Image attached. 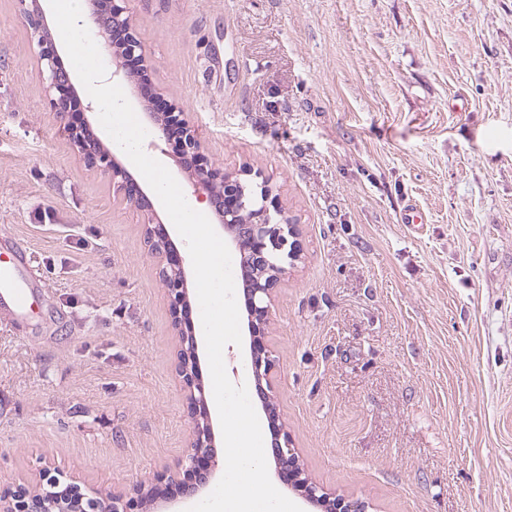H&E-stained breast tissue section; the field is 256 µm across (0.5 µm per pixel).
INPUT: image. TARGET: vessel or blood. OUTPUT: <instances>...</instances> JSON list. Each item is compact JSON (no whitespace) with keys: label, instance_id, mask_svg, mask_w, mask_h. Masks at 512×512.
Returning a JSON list of instances; mask_svg holds the SVG:
<instances>
[{"label":"vessel or blood","instance_id":"obj_1","mask_svg":"<svg viewBox=\"0 0 512 512\" xmlns=\"http://www.w3.org/2000/svg\"><path fill=\"white\" fill-rule=\"evenodd\" d=\"M31 261L29 248L22 244L0 259V317L14 322L30 318L41 297V289L29 272Z\"/></svg>","mask_w":512,"mask_h":512}]
</instances>
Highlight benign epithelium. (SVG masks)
<instances>
[{"label":"benign epithelium","mask_w":512,"mask_h":512,"mask_svg":"<svg viewBox=\"0 0 512 512\" xmlns=\"http://www.w3.org/2000/svg\"><path fill=\"white\" fill-rule=\"evenodd\" d=\"M45 0H19L21 11L29 29L37 38L39 61L45 74L46 89L57 120L67 129L69 139L78 154L91 167L99 170L112 182L119 202L127 208L145 213V242L159 265V276L166 286L169 310L177 331L176 373L187 401L191 427L186 448L170 471V481L182 486L193 478L196 484L188 488L194 494L204 488L210 475H197L198 462L214 457L215 436L211 421L208 395L199 355L200 337L186 316L190 307L188 276L181 254H173V243L166 225L154 222L152 204L132 189L129 171L118 161L109 159L103 141L98 136L74 128L68 120L66 95L72 85L71 76L59 71L54 39L49 31ZM126 0H92V9L84 24L96 41L100 54L111 52L113 45L108 33L124 30L126 37L119 45L120 55L115 57V69L110 78H129L121 64L124 56L142 52L134 30L132 16L122 6ZM156 133L166 139L171 125L181 128L179 145L185 158H198L201 143L183 109L177 105L157 120L149 114ZM195 186L209 203L219 209L221 227L229 235V242L239 254L241 272L246 280V311L250 336V360L247 364L256 394L268 423L275 430L273 457L284 483L290 491L301 497L319 512H368L369 505L359 500L340 496L312 481L300 463L297 449L293 448L288 432L272 400L270 373L274 358L267 349L265 337L271 314L273 293L283 274L285 260L295 261L297 225L290 222L286 212L278 205L269 182L264 180L260 190L241 179L238 174L199 165L193 170ZM127 493L122 490H102L82 487L77 477L55 467L39 475L35 486L21 485L13 492L0 490V512H127Z\"/></svg>","instance_id":"benign-epithelium-1"}]
</instances>
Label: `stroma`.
<instances>
[{"instance_id":"stroma-1","label":"stroma","mask_w":512,"mask_h":512,"mask_svg":"<svg viewBox=\"0 0 512 512\" xmlns=\"http://www.w3.org/2000/svg\"><path fill=\"white\" fill-rule=\"evenodd\" d=\"M126 8L207 164L268 179L298 226L268 340L309 476L369 512H512V0ZM37 54L0 0V242L46 284L0 319V489L55 463L166 500L189 429L166 289Z\"/></svg>"}]
</instances>
